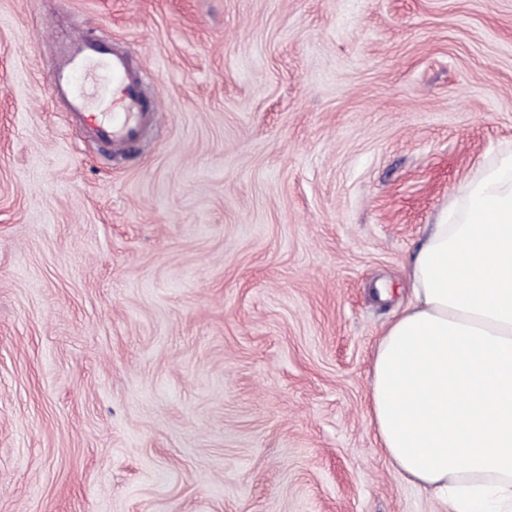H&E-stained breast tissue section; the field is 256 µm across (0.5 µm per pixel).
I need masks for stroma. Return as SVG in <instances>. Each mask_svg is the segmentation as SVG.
Returning a JSON list of instances; mask_svg holds the SVG:
<instances>
[{"label":"stroma","mask_w":512,"mask_h":512,"mask_svg":"<svg viewBox=\"0 0 512 512\" xmlns=\"http://www.w3.org/2000/svg\"><path fill=\"white\" fill-rule=\"evenodd\" d=\"M80 32L163 107L118 159L48 96ZM509 144L512 0H0V512H440L371 354Z\"/></svg>","instance_id":"stroma-1"}]
</instances>
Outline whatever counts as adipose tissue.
<instances>
[{
    "label": "adipose tissue",
    "instance_id": "1",
    "mask_svg": "<svg viewBox=\"0 0 512 512\" xmlns=\"http://www.w3.org/2000/svg\"><path fill=\"white\" fill-rule=\"evenodd\" d=\"M374 347L369 423L442 512H512V147L463 182Z\"/></svg>",
    "mask_w": 512,
    "mask_h": 512
}]
</instances>
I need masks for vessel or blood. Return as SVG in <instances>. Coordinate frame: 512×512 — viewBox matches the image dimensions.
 Segmentation results:
<instances>
[{"label":"vessel or blood","instance_id":"vessel-or-blood-1","mask_svg":"<svg viewBox=\"0 0 512 512\" xmlns=\"http://www.w3.org/2000/svg\"><path fill=\"white\" fill-rule=\"evenodd\" d=\"M95 66L103 67L109 77L100 94L112 102L111 114L90 111L87 98L79 91V80ZM48 86L52 96L67 105L69 121L77 123L99 144L116 151H126L137 144L155 112L159 101H146L140 73L128 52L116 42L89 39L78 34L67 51L51 69Z\"/></svg>","mask_w":512,"mask_h":512}]
</instances>
